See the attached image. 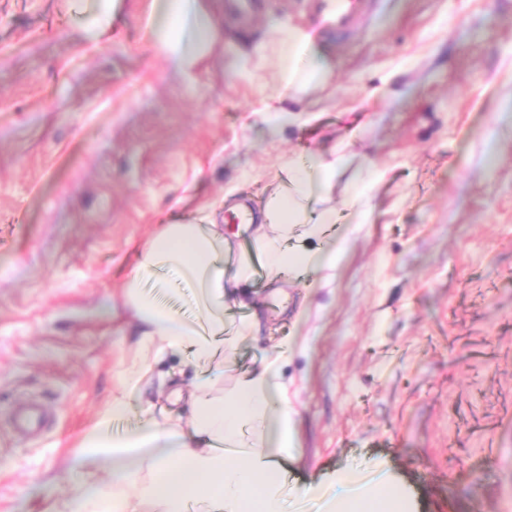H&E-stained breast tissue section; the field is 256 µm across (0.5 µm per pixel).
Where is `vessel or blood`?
<instances>
[{
    "instance_id": "b4317fda",
    "label": "vessel or blood",
    "mask_w": 512,
    "mask_h": 512,
    "mask_svg": "<svg viewBox=\"0 0 512 512\" xmlns=\"http://www.w3.org/2000/svg\"><path fill=\"white\" fill-rule=\"evenodd\" d=\"M379 0H304L305 24L314 33L345 39L365 27L376 13ZM10 421L28 437L38 436L47 421L37 404L15 405Z\"/></svg>"
}]
</instances>
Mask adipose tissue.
I'll use <instances>...</instances> for the list:
<instances>
[{"label": "adipose tissue", "instance_id": "adipose-tissue-1", "mask_svg": "<svg viewBox=\"0 0 512 512\" xmlns=\"http://www.w3.org/2000/svg\"><path fill=\"white\" fill-rule=\"evenodd\" d=\"M84 19L71 32L79 42L99 41L112 27L120 0H75ZM150 30L167 63L194 69L205 52L224 47L203 0H151ZM269 45L283 81L294 91L326 81L330 66L302 27L278 24ZM348 158L342 152L293 159L275 176L254 252L224 265L226 238L220 224H162L136 247L125 300L140 328L138 376L113 393L94 424L85 430L75 458L79 488L63 512H279L288 486L284 460L298 451V420L281 376L287 345L272 348L253 370L237 374L223 395L211 392L213 379L200 375L192 393L190 432L159 423L152 411L134 434L113 431L130 412L128 391L165 356L190 353L196 366L210 363L223 348L228 299L250 282L256 263L269 275L301 276L335 268L350 247V236L331 237L336 212L323 208ZM176 277L199 309L185 319L157 304L146 281ZM151 475L141 479L140 464ZM320 512H413L412 499L382 463L367 476L339 472L331 482L308 485Z\"/></svg>", "mask_w": 512, "mask_h": 512}]
</instances>
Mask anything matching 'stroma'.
Returning <instances> with one entry per match:
<instances>
[{
  "label": "stroma",
  "instance_id": "35a3bbf8",
  "mask_svg": "<svg viewBox=\"0 0 512 512\" xmlns=\"http://www.w3.org/2000/svg\"><path fill=\"white\" fill-rule=\"evenodd\" d=\"M149 5L122 0L109 35L77 44L68 0H0V512H55L82 431L133 372L136 244L259 215L280 164L334 148L350 162L329 205L367 218L330 284L260 273L228 318L259 321L231 372L294 344L281 374L300 454L282 508L317 512L307 483L378 461L416 512H512V0H383L356 35L314 36L333 77L277 131L258 110L288 92L257 46L299 22V0H266L244 41L206 0L224 50L186 73L151 48ZM197 373L189 355L158 359L117 430L149 402L189 420ZM23 400L51 416L34 440L10 426Z\"/></svg>",
  "mask_w": 512,
  "mask_h": 512
}]
</instances>
